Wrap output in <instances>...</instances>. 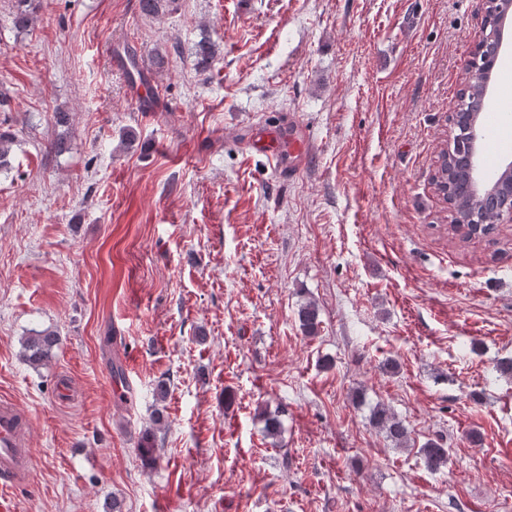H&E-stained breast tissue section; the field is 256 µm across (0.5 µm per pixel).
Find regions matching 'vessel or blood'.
<instances>
[{
	"instance_id": "1",
	"label": "vessel or blood",
	"mask_w": 512,
	"mask_h": 512,
	"mask_svg": "<svg viewBox=\"0 0 512 512\" xmlns=\"http://www.w3.org/2000/svg\"><path fill=\"white\" fill-rule=\"evenodd\" d=\"M304 146V141L295 137L288 126H259L252 141L253 150L280 170L286 169L289 157L301 154ZM30 425L27 412L12 400L0 399V497L24 483L33 472Z\"/></svg>"
}]
</instances>
